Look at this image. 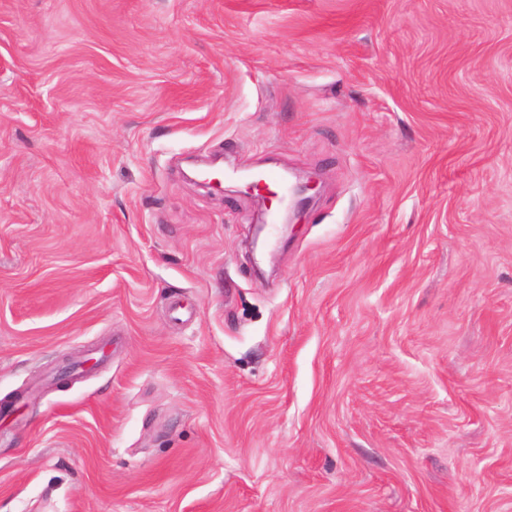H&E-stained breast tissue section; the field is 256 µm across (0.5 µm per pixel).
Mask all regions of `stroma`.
<instances>
[{"instance_id": "stroma-1", "label": "stroma", "mask_w": 512, "mask_h": 512, "mask_svg": "<svg viewBox=\"0 0 512 512\" xmlns=\"http://www.w3.org/2000/svg\"><path fill=\"white\" fill-rule=\"evenodd\" d=\"M19 391L0 512H512V0H0Z\"/></svg>"}]
</instances>
